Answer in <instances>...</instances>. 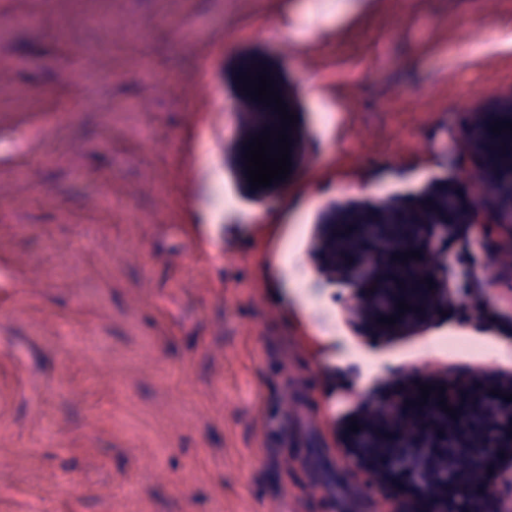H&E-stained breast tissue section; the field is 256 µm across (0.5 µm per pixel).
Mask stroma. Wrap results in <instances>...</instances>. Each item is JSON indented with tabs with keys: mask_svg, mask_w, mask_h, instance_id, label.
Returning a JSON list of instances; mask_svg holds the SVG:
<instances>
[{
	"mask_svg": "<svg viewBox=\"0 0 512 512\" xmlns=\"http://www.w3.org/2000/svg\"><path fill=\"white\" fill-rule=\"evenodd\" d=\"M488 10L485 42L460 40ZM90 11L111 21L91 72ZM0 54V512H336L263 445L262 408L294 376L350 449L333 369L380 396L417 343L460 335L441 314L383 334L327 242L351 214L465 195L452 131L512 95V0H0ZM247 57L280 72L306 159L264 189L236 153ZM223 177L256 223L217 214ZM296 193L323 196L302 255L326 327L278 262ZM456 227L457 298L489 258Z\"/></svg>",
	"mask_w": 512,
	"mask_h": 512,
	"instance_id": "obj_1",
	"label": "stroma"
}]
</instances>
